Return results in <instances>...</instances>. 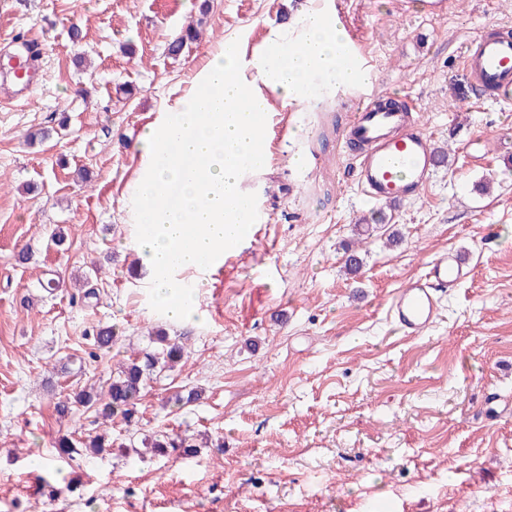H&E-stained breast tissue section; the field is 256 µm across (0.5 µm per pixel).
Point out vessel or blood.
<instances>
[{"instance_id":"b4317fda","label":"vessel or blood","mask_w":512,"mask_h":512,"mask_svg":"<svg viewBox=\"0 0 512 512\" xmlns=\"http://www.w3.org/2000/svg\"><path fill=\"white\" fill-rule=\"evenodd\" d=\"M341 64L367 69L364 44L348 41ZM472 86L498 100L512 99V36L484 32L473 39L461 58ZM376 94L364 92L352 112L344 143L356 146L352 158L358 189L377 201L403 202L420 197L437 166L432 139L424 124L404 108H379ZM466 275L464 262L452 252L427 264L424 275L398 289L388 315L405 335L429 329L439 315V294Z\"/></svg>"}]
</instances>
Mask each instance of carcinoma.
<instances>
[{"label": "carcinoma", "mask_w": 512, "mask_h": 512, "mask_svg": "<svg viewBox=\"0 0 512 512\" xmlns=\"http://www.w3.org/2000/svg\"><path fill=\"white\" fill-rule=\"evenodd\" d=\"M89 338L94 349L104 351L112 349L118 341V336L112 327L100 324L93 328ZM156 343L159 344L157 349L128 359L119 371L113 373L107 389L98 391L91 385L75 393L71 398L58 401L55 404L57 415L65 418L72 413L74 406L79 405L92 412L97 420L104 424L112 420V417L119 415L125 425L137 426L138 405L144 396L148 382L172 369L186 356L185 346L169 339L164 333H156ZM139 443L154 453H163L167 448H181L187 456L193 454L196 447V444L189 441L186 436L172 438L165 434L152 440L146 438L140 442L131 435L120 444V447L136 453ZM112 446V435L106 429L89 434L81 440L63 437L56 442L58 453L67 456L82 452L101 455L111 451Z\"/></svg>", "instance_id": "cac0c4a2"}]
</instances>
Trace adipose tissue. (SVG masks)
<instances>
[{
  "instance_id": "adipose-tissue-1",
  "label": "adipose tissue",
  "mask_w": 512,
  "mask_h": 512,
  "mask_svg": "<svg viewBox=\"0 0 512 512\" xmlns=\"http://www.w3.org/2000/svg\"><path fill=\"white\" fill-rule=\"evenodd\" d=\"M344 40L341 27L327 22L314 4L272 29L265 50L248 65L218 44L183 93L139 136L135 150L142 165L129 200L135 223L148 231L133 247L153 275V304L170 320L202 318L174 271L199 268L249 221L242 184L249 166L262 161L253 116L268 112L267 93L288 102L311 94L315 77L348 81L337 53ZM259 83L266 93L256 92Z\"/></svg>"
}]
</instances>
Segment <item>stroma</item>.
Listing matches in <instances>:
<instances>
[{
	"instance_id": "stroma-1",
	"label": "stroma",
	"mask_w": 512,
	"mask_h": 512,
	"mask_svg": "<svg viewBox=\"0 0 512 512\" xmlns=\"http://www.w3.org/2000/svg\"><path fill=\"white\" fill-rule=\"evenodd\" d=\"M306 4L0 0V47L46 46L27 99L7 101L0 69V512H512V101L478 98L459 66L481 30L512 31V0L439 15L423 0H346L373 86L420 102L447 162L418 199L371 204L333 156L353 98L321 78L288 106L269 95L272 161L252 187L262 238L202 275L203 320L149 303L129 245L135 141L211 47L254 54ZM195 23L199 38L170 54ZM57 230L68 251L51 245ZM449 250L467 255V277L432 327L404 335L393 294ZM94 262L86 301L74 278ZM99 323L119 340L92 360L83 334ZM158 330L188 357L149 383L139 435H187L197 452L51 459L59 437L97 428L79 406L58 419L55 403L106 385ZM193 388L199 402L175 405Z\"/></svg>"
}]
</instances>
